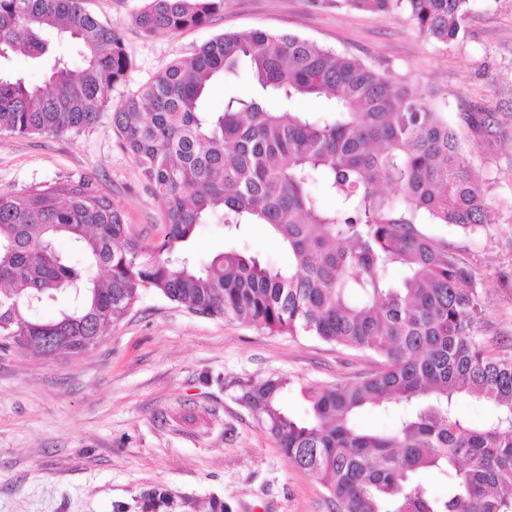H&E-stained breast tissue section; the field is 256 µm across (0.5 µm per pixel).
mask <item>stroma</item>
<instances>
[{
    "mask_svg": "<svg viewBox=\"0 0 512 512\" xmlns=\"http://www.w3.org/2000/svg\"><path fill=\"white\" fill-rule=\"evenodd\" d=\"M143 0H85L119 25L131 66L106 94L97 124L63 135L0 134V192L89 180L141 238L159 239L163 207L146 189L112 124L122 100L174 59L213 37L250 29L289 33L414 85L444 112L496 214L470 232L422 225L473 271L483 309L479 334L512 349V0H470L464 31L442 44L405 15L357 0H224L203 28L149 35ZM469 114L492 127L469 125ZM190 248L206 260L245 251L276 266L288 256L265 226L242 235L197 228ZM376 356L308 335L271 333L188 311L158 293L135 306L91 351L46 361L0 351V512H334L316 479L282 456L238 396L251 381L285 376L289 410L305 415L306 387L363 375Z\"/></svg>",
    "mask_w": 512,
    "mask_h": 512,
    "instance_id": "1",
    "label": "stroma"
}]
</instances>
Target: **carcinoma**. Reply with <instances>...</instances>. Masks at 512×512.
Segmentation results:
<instances>
[{
    "instance_id": "obj_1",
    "label": "carcinoma",
    "mask_w": 512,
    "mask_h": 512,
    "mask_svg": "<svg viewBox=\"0 0 512 512\" xmlns=\"http://www.w3.org/2000/svg\"><path fill=\"white\" fill-rule=\"evenodd\" d=\"M467 2L360 0L405 11L446 44ZM223 9L224 0H145L134 22L175 34ZM52 32L74 43L81 65ZM11 52L44 68V84L14 73ZM128 66L120 27L82 0H0V134L92 128ZM243 67L250 91L210 111L211 87ZM302 98L320 101V115L297 109ZM112 123L163 205L164 233L135 237L86 181L0 193V349L77 357L151 290L200 314L370 352L379 370L305 390L303 418L284 406V377L250 382L238 400L289 463L325 484L336 512H512V352L478 336L471 270L416 228L476 232L495 218L455 130L417 88L299 36L249 30L175 59ZM316 178L333 204L314 194ZM211 220L229 232L268 226L288 266L235 250L197 260L185 243ZM60 238L84 260L61 252ZM60 295L70 304L57 317L32 316ZM464 397L490 404L489 418L460 415ZM367 410L392 424L363 427ZM434 475L451 478L446 494L429 486Z\"/></svg>"
}]
</instances>
